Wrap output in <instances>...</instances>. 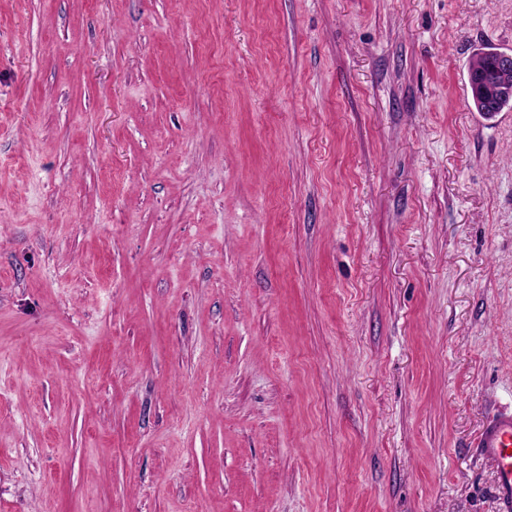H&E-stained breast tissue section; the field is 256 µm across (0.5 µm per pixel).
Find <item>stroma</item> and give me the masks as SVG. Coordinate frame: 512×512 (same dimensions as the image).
Segmentation results:
<instances>
[{"mask_svg": "<svg viewBox=\"0 0 512 512\" xmlns=\"http://www.w3.org/2000/svg\"><path fill=\"white\" fill-rule=\"evenodd\" d=\"M512 0H0V512H498ZM498 71L501 76L492 96L486 97L485 89L482 87L476 90L477 96L496 107L504 101L512 100V53L500 52L498 55Z\"/></svg>", "mask_w": 512, "mask_h": 512, "instance_id": "35a3bbf8", "label": "stroma"}]
</instances>
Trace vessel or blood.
Masks as SVG:
<instances>
[{
  "instance_id": "1",
  "label": "vessel or blood",
  "mask_w": 512,
  "mask_h": 512,
  "mask_svg": "<svg viewBox=\"0 0 512 512\" xmlns=\"http://www.w3.org/2000/svg\"><path fill=\"white\" fill-rule=\"evenodd\" d=\"M478 446L493 469L498 512H512V408L487 421Z\"/></svg>"
}]
</instances>
